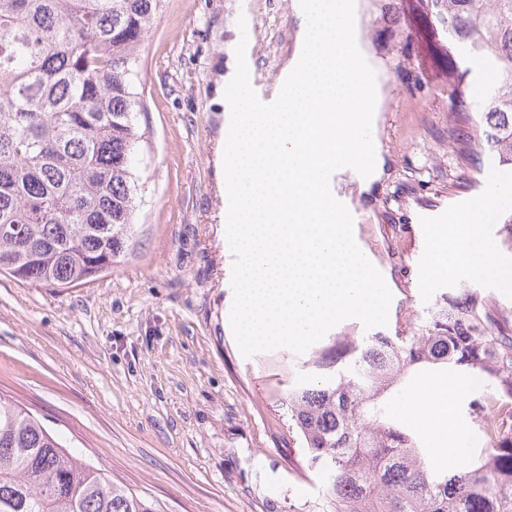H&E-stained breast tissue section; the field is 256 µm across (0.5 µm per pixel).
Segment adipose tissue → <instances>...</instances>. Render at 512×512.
<instances>
[{
    "mask_svg": "<svg viewBox=\"0 0 512 512\" xmlns=\"http://www.w3.org/2000/svg\"><path fill=\"white\" fill-rule=\"evenodd\" d=\"M496 262L493 246L481 239L473 224L455 225L449 238L440 239L435 249V258L426 269L427 275L437 277L447 272L467 273L479 278ZM467 380H454L448 388L417 387L405 405L409 418L423 426L436 439L455 430L451 416V396L464 390Z\"/></svg>",
    "mask_w": 512,
    "mask_h": 512,
    "instance_id": "adipose-tissue-1",
    "label": "adipose tissue"
}]
</instances>
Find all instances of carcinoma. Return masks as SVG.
<instances>
[{
	"label": "carcinoma",
	"mask_w": 512,
	"mask_h": 512,
	"mask_svg": "<svg viewBox=\"0 0 512 512\" xmlns=\"http://www.w3.org/2000/svg\"><path fill=\"white\" fill-rule=\"evenodd\" d=\"M448 67L484 85L475 134L512 171V0H430ZM161 0H0V272L66 290L136 234L128 158L143 134L134 67ZM336 345L288 389L322 512H512V324L477 292ZM489 380L469 404L484 447L448 471L388 410L408 378ZM0 512H155L0 395Z\"/></svg>",
	"instance_id": "1"
}]
</instances>
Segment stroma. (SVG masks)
<instances>
[{
  "mask_svg": "<svg viewBox=\"0 0 512 512\" xmlns=\"http://www.w3.org/2000/svg\"><path fill=\"white\" fill-rule=\"evenodd\" d=\"M252 14L258 85L278 92L302 47L300 0H163L140 52L133 156L136 235L111 272L60 290L0 274V393L28 407L70 448L157 512H314L320 483L288 427V382L337 341L365 335L351 318L304 353L244 357L230 325L234 256L224 231V92L235 74L240 15ZM361 51L379 83L381 170L341 186L363 217L362 252L392 293L390 310L422 316L441 294L474 288L512 312V205L480 232L497 266L424 287L436 224L418 211L484 198L475 113L448 107V35L418 0H356ZM454 395L455 432L414 433L436 456L478 445Z\"/></svg>",
  "mask_w": 512,
  "mask_h": 512,
  "instance_id": "obj_1",
  "label": "stroma"
}]
</instances>
